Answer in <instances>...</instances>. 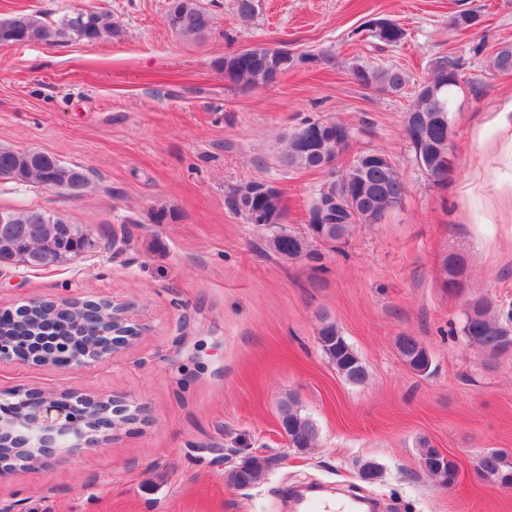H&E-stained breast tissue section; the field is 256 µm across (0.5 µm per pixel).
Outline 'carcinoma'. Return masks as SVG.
I'll use <instances>...</instances> for the list:
<instances>
[{
    "instance_id": "cac0c4a2",
    "label": "carcinoma",
    "mask_w": 512,
    "mask_h": 512,
    "mask_svg": "<svg viewBox=\"0 0 512 512\" xmlns=\"http://www.w3.org/2000/svg\"><path fill=\"white\" fill-rule=\"evenodd\" d=\"M167 21L172 31L182 36H203L212 27L213 16L202 6L201 0H168ZM118 33L112 16L99 10H78L53 22L45 20L37 12H16L0 19V44L25 45L32 40L45 45H60L70 42H97ZM280 60L275 49L266 47L263 53L253 55L246 69L240 73L239 81L243 87L256 88L266 85L263 74L278 67ZM354 80L364 87H377L396 92L408 82L406 74L397 68H374L356 65L352 68ZM444 74L435 72L433 81L427 86L418 85L411 109H425L431 112H446L453 108L457 90L455 86L440 87ZM34 162L25 169H19L20 175L8 181V184L20 187L31 183L48 187L55 182H78L79 195H84L91 182L89 169L82 165L67 163L46 152L36 149H14L0 146V170L14 168L18 160L27 155ZM284 166L305 171L317 170V159L300 150L295 143V132L288 133L287 149L281 157ZM366 181L379 185L376 190H367L354 184L351 197L352 210L336 205L332 216L333 226L327 240L342 241L350 237L356 224H377L390 210L399 207L403 201L405 186L393 164L383 167H367ZM258 181H249L233 188L228 196V204L238 214L243 215L251 224L256 223L259 213L271 205L286 211L282 193L278 192L266 201L255 192ZM9 218V223L50 224L52 214L36 209L0 211V216ZM460 332L467 345L478 349L490 357L512 353V313L504 318L496 316L492 301L486 296L470 299L463 311ZM317 340L322 353L343 379L360 385L367 379V369L357 351L347 341L336 323L321 318ZM405 363L416 373L429 371L432 359L426 346L412 336L404 337L397 345ZM280 422L287 433L290 444L305 450L313 446L317 433L313 421L301 413L294 396L290 395L280 405ZM419 460L430 463L426 473L434 479L453 484L458 477V465L453 459L435 460L440 451L428 441L421 440ZM271 464L266 457H250L241 467L225 472V481L233 486L253 485L259 482ZM482 478L494 486L512 479V453L504 449L490 448L478 457Z\"/></svg>"
}]
</instances>
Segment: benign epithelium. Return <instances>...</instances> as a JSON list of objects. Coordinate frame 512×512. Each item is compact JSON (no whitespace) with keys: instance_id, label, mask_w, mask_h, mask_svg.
Here are the masks:
<instances>
[{"instance_id":"benign-epithelium-1","label":"benign epithelium","mask_w":512,"mask_h":512,"mask_svg":"<svg viewBox=\"0 0 512 512\" xmlns=\"http://www.w3.org/2000/svg\"><path fill=\"white\" fill-rule=\"evenodd\" d=\"M412 120L420 136L430 137L437 128H448V139L437 144L433 156L418 157L419 166L438 181L448 176L454 159L449 145L453 142L452 120L443 112L427 114L419 111ZM320 129L313 125L297 127L296 144L313 150ZM53 229L47 224H33L15 244L13 262L31 267L38 262L44 268L54 267L64 260L67 251L52 245ZM37 307L51 317L59 315H86L93 319L99 311H107L111 329L96 330L94 343L78 346L72 351L58 353L55 347L63 342L61 336L27 338L22 330L14 328L28 310ZM131 305L111 301L75 300L36 296L12 312L0 311V361H34L53 370L80 367L112 356L128 344L139 332L130 333ZM85 414L77 416L72 410L70 396L28 390L0 394V478L17 469L34 470L50 459L78 456L104 439H112V432L120 430L133 420L145 419V406L112 397L107 400L85 399Z\"/></svg>"}]
</instances>
